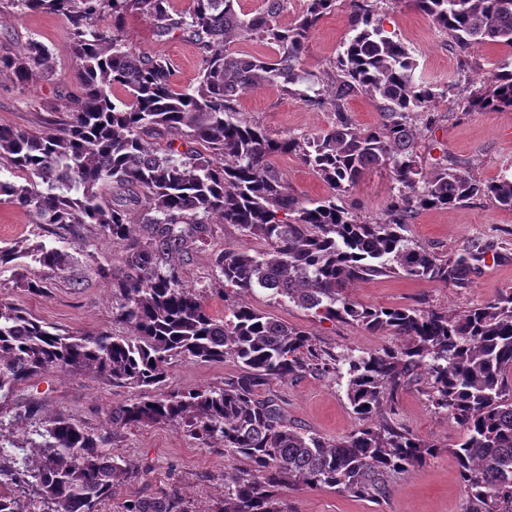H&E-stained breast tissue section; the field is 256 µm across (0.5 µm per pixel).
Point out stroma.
<instances>
[{"mask_svg":"<svg viewBox=\"0 0 512 512\" xmlns=\"http://www.w3.org/2000/svg\"><path fill=\"white\" fill-rule=\"evenodd\" d=\"M0 46H19L30 39L44 43L53 53V72L33 87L22 89L0 77V125L49 133L66 117L69 98L79 94L75 61L70 53L66 21L58 15L25 12L0 0ZM378 17L384 34L408 47L418 63L420 80L437 91L434 105L439 120L418 141L424 167L449 158L459 168L482 180L512 172V111L466 112L446 95L459 70L473 78L488 76L498 66L512 65V47L477 45L459 50L411 0H383ZM351 10L347 0H336L334 10L317 24L307 41L305 70L327 75L335 71L342 44L351 35ZM125 38L138 51L157 53L168 59L172 81L179 89L194 87L201 58L196 45L181 33L160 37L151 21L139 15L126 20ZM239 109L251 122L272 137L315 138L335 120L330 109L304 106L280 87L269 86L249 93ZM270 164L287 180L293 194L316 200L329 194L327 184L292 155L272 157ZM395 188L387 171L373 170L345 193L343 205L366 220L380 222ZM407 236L440 255L461 249L467 242L491 241L512 251V211L488 198H474L447 210H423L416 214ZM37 242L68 252L74 258L65 272L47 277L43 292L28 291L30 268L0 274V300L25 308L39 320L72 332L94 333L112 327L109 284L97 277L90 256L112 259L117 250L97 225H81L71 233L34 224L17 206L0 203V248ZM189 285L203 289L207 309L224 313V294L209 287L211 252L194 253L184 265ZM512 289V261L486 262L467 287L460 288L404 276H383L348 289L349 298L363 306L423 307L451 314L485 304L501 291ZM255 309L289 325L310 332L318 347L335 353L362 354L398 345L397 337L373 334L354 322L319 320L285 299H274L262 289L246 293ZM238 371L236 362H174L168 380L172 389L188 390L222 385ZM272 393L284 402L290 422L330 438L339 439L360 429L346 397L345 382L312 371L285 381H273ZM127 390L113 387L103 377L81 372H49L17 385L0 404V434L16 442L34 437L41 422L54 416L71 417L94 432L105 435V449L143 463L145 472L136 478L116 479L112 493L99 512H124L133 499L161 496L179 498L189 512H214L224 499V473L229 460L217 444H204L182 428L149 424L111 435L106 424L113 404L124 400ZM396 420L419 438L436 444L438 453L422 465L393 476L386 497L355 498L335 488L295 486L282 498L289 512H467L458 468L450 450L462 433L454 420L430 404L425 385L416 381L401 391L395 404Z\"/></svg>","mask_w":512,"mask_h":512,"instance_id":"stroma-1","label":"stroma"}]
</instances>
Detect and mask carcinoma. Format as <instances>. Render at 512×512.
<instances>
[{
  "label": "carcinoma",
  "instance_id": "1",
  "mask_svg": "<svg viewBox=\"0 0 512 512\" xmlns=\"http://www.w3.org/2000/svg\"><path fill=\"white\" fill-rule=\"evenodd\" d=\"M31 12L64 17L82 92L67 105L56 133L37 136L0 126V197L36 224L73 229L97 224L119 249L122 266L89 255L95 274L112 284V331L61 333L24 308L0 303V400L16 385L50 370L104 376L136 393L112 406V433L143 424L183 425L217 443L231 465L224 505L215 512H287L279 490L331 487L378 500L389 479L433 456L436 444L389 417L394 395L419 377L431 405L463 430L455 459L468 512H512V291L457 314L410 307L358 305L345 294L355 282L390 274L465 287L491 256L512 260L491 242L473 240L441 256L403 234L419 210L452 209L475 197L512 210V175L490 181L438 163L422 166L424 130L437 122L435 93L415 80L407 47L383 35L378 4L349 0L352 35L337 60L339 75L322 85L301 76L309 34L336 0H307L287 26L278 17L288 0H264L253 16L238 0H192L170 12V0H10ZM460 49L512 46V0H412ZM139 14L162 37L186 34L201 55L197 85L178 90L166 58L137 52L123 39L127 17ZM108 15L112 27L96 20ZM274 44L270 56H231V41ZM53 54L31 39L0 54V76L27 89L52 72ZM306 81L302 89L296 88ZM278 86L308 107H328L334 126L322 136L272 138L237 108L242 94ZM124 90L128 100L111 96ZM471 111L512 110V69L480 87L456 82ZM369 95L381 120L353 126L348 103ZM181 145H176V141ZM290 154L328 185V196L303 201L270 166ZM385 169L398 184L386 218L368 223L336 203L370 170ZM20 181H14V178ZM231 224L262 250L225 247L213 253L209 288L224 297L263 289L321 319L352 321L403 341L382 352L337 355L316 347L310 333L231 301L212 315L183 278L181 261L211 244L215 225ZM26 258L42 268H70L68 253L43 243L0 249V274ZM239 372L218 387L166 391L178 360L222 362ZM312 368L346 379L353 411L366 422L327 439L288 421L283 401L263 394L272 380ZM28 446L0 434V476L32 492L23 500L0 493V512H99L112 482L136 477L139 466L102 448L105 438L67 417L46 420ZM124 512H185L176 498L132 500Z\"/></svg>",
  "mask_w": 512,
  "mask_h": 512
}]
</instances>
